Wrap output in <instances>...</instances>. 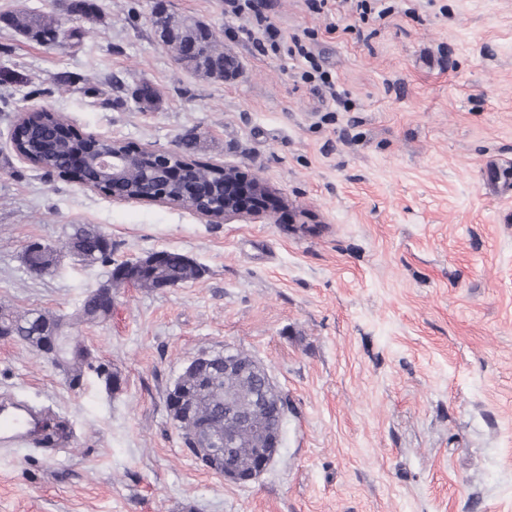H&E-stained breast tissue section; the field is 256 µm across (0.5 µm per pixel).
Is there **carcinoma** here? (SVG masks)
I'll return each mask as SVG.
<instances>
[{"label": "carcinoma", "instance_id": "carcinoma-1", "mask_svg": "<svg viewBox=\"0 0 512 512\" xmlns=\"http://www.w3.org/2000/svg\"><path fill=\"white\" fill-rule=\"evenodd\" d=\"M67 11L73 16L88 21L100 20V5L96 0H68ZM0 22L28 41L39 44L47 43L46 34L59 30V24L52 19L38 14L17 10L6 16H0ZM224 53L216 38H211L199 46L197 54L187 56L182 63L199 75L214 79H224V69L206 65L207 54ZM62 119L58 113L47 110L21 125V131L13 133L17 150L29 156L36 166L60 169L69 163L71 152L56 145L55 124ZM189 178L208 180L220 185L222 177L209 166L196 165L189 172ZM159 177L146 163L132 162L127 170L123 187L132 195L150 193L158 183ZM104 233L89 224H72L67 232L66 243L75 246L74 254L85 265H110L112 254L102 252L101 242ZM52 261L47 247L37 251L26 252V268L29 273L41 276ZM200 275L199 267L183 255L171 251L168 259L152 267L151 272L140 279L139 287L155 289L166 284L171 288L179 287ZM109 317L96 296L89 293L81 301L75 315L69 320L49 312L27 309L23 311L0 307V325L4 326L7 337L14 341L36 348H41L43 341L56 330L68 326L75 330L81 324L100 323ZM71 361L69 365L70 383L78 385L87 373L101 372L102 365L88 360L91 351L79 341L70 346ZM235 387L247 392L253 387V381L240 379L232 374L220 373H185L175 380L169 393L186 398L195 406V418H184L178 422L183 444L187 448L194 445L195 419L206 420L216 438L224 436V389Z\"/></svg>", "mask_w": 512, "mask_h": 512}]
</instances>
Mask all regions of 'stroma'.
<instances>
[{
  "instance_id": "obj_1",
  "label": "stroma",
  "mask_w": 512,
  "mask_h": 512,
  "mask_svg": "<svg viewBox=\"0 0 512 512\" xmlns=\"http://www.w3.org/2000/svg\"><path fill=\"white\" fill-rule=\"evenodd\" d=\"M159 0H0L80 44L47 48L0 25V303L70 315L106 266L64 251L73 224L112 263L171 250L201 270L176 288L115 289L81 340L117 374L71 389L35 348L0 339V397L43 410L69 441L0 447V512H512V0H378L384 19L266 0L332 86L287 51L260 54L224 0H160L208 23L238 63L199 77L159 42ZM76 78L58 89L56 76ZM150 84L157 99L132 92ZM39 104L85 134L176 148L263 179L272 221L211 224L119 202L22 161L9 136ZM63 255L31 275L28 245ZM252 355L288 395L283 442L252 484L194 457L165 403L199 353ZM292 45H288V55L294 57L296 60L301 59L305 64H309L308 69L302 68L300 71V78L305 82H312L314 80H320L324 85L332 86V80L329 75L325 72H320L311 51L305 44L302 43L301 39L297 36L291 37Z\"/></svg>"
}]
</instances>
